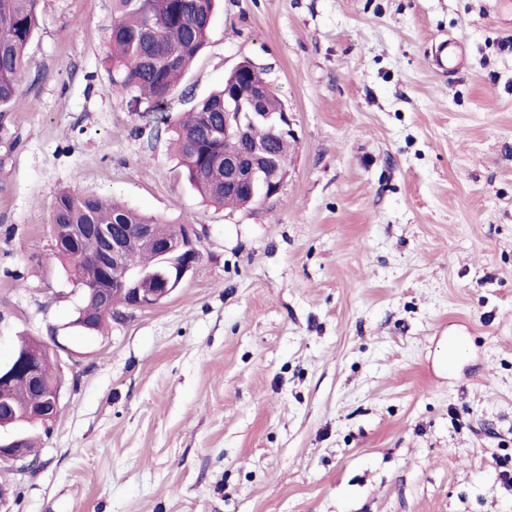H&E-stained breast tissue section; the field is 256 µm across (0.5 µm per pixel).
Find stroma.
I'll list each match as a JSON object with an SVG mask.
<instances>
[{
  "mask_svg": "<svg viewBox=\"0 0 512 512\" xmlns=\"http://www.w3.org/2000/svg\"><path fill=\"white\" fill-rule=\"evenodd\" d=\"M38 11L0 165V361L57 334L61 409L34 467L0 464V512H512V9L219 0L170 117L249 60L296 133L279 195L240 208L113 88L112 0ZM63 189L196 224V267L83 335ZM463 50L457 42L445 39L440 41L435 57L436 66L444 73L461 67Z\"/></svg>",
  "mask_w": 512,
  "mask_h": 512,
  "instance_id": "stroma-1",
  "label": "stroma"
}]
</instances>
